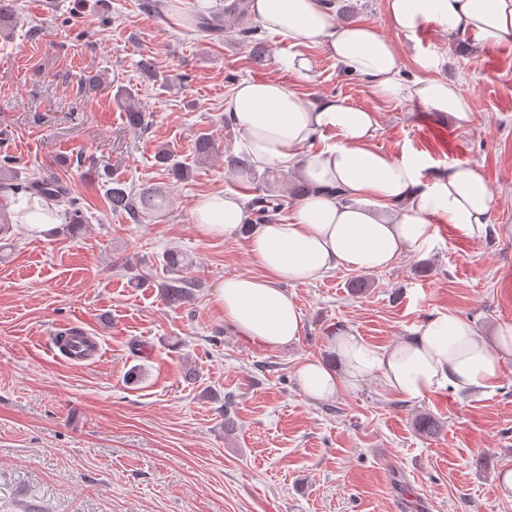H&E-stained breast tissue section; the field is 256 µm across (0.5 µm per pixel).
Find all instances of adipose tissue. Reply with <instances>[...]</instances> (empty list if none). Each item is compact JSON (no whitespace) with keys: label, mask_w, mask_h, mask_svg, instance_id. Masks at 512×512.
I'll use <instances>...</instances> for the list:
<instances>
[{"label":"adipose tissue","mask_w":512,"mask_h":512,"mask_svg":"<svg viewBox=\"0 0 512 512\" xmlns=\"http://www.w3.org/2000/svg\"><path fill=\"white\" fill-rule=\"evenodd\" d=\"M252 13L265 31L288 44L283 64L298 77H309L313 69L305 46L318 44L345 71L366 78L379 98L416 100L459 121L469 115L458 83L432 76L434 58H420L424 78L407 81L394 42L373 25L338 23L328 0H253ZM387 17L390 29L403 34L433 21L487 44L512 38V0H387ZM226 118L257 168L294 171L310 188L291 216L253 226L240 195L216 192L194 205L201 236L245 235L262 270L258 276L225 277L215 292L225 322L245 338L269 348L295 344L304 323L288 285L339 267H388L404 251L428 243V214H440L466 238L486 231L494 198L481 167L457 161L435 169L405 149L397 155L377 150L372 140L378 122L370 109L335 96L313 103L269 78L238 83ZM326 130L336 132L337 141L310 149ZM328 350L331 362L308 360L297 369L310 399H329L371 380L405 400L444 390L486 393L497 387L512 357V322L499 323L485 338L465 319L438 311L390 348L373 350L362 337L338 330L329 336Z\"/></svg>","instance_id":"adipose-tissue-1"}]
</instances>
